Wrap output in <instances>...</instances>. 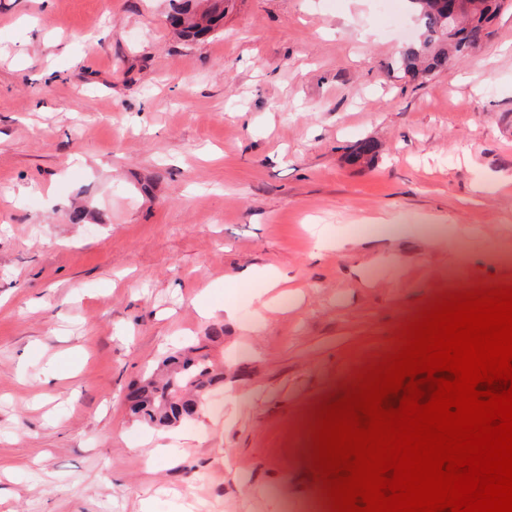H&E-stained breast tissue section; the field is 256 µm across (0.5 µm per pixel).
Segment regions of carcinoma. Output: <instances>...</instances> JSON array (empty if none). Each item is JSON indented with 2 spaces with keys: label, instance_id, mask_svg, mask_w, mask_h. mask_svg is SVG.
<instances>
[{
  "label": "carcinoma",
  "instance_id": "carcinoma-1",
  "mask_svg": "<svg viewBox=\"0 0 512 512\" xmlns=\"http://www.w3.org/2000/svg\"><path fill=\"white\" fill-rule=\"evenodd\" d=\"M417 13L422 30L420 43L404 49L398 59L399 67L413 78L426 79L448 66L455 56L469 53L470 47L458 37L471 28L485 29L492 36L490 25L503 6V0H461L457 18L448 16L438 0H409ZM224 19L221 0L214 2L201 24L183 29L187 37H196L213 29ZM164 378L146 381L137 387V403L131 412L150 426H170L191 418L203 400L206 390L223 380L216 372L203 347L188 345L163 360Z\"/></svg>",
  "mask_w": 512,
  "mask_h": 512
}]
</instances>
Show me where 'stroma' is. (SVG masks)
<instances>
[{"mask_svg": "<svg viewBox=\"0 0 512 512\" xmlns=\"http://www.w3.org/2000/svg\"><path fill=\"white\" fill-rule=\"evenodd\" d=\"M172 7L0 0V512H323L311 406L427 299L512 283L511 5L423 82L408 0H224L198 39ZM191 342L223 383L136 420Z\"/></svg>", "mask_w": 512, "mask_h": 512, "instance_id": "stroma-1", "label": "stroma"}]
</instances>
